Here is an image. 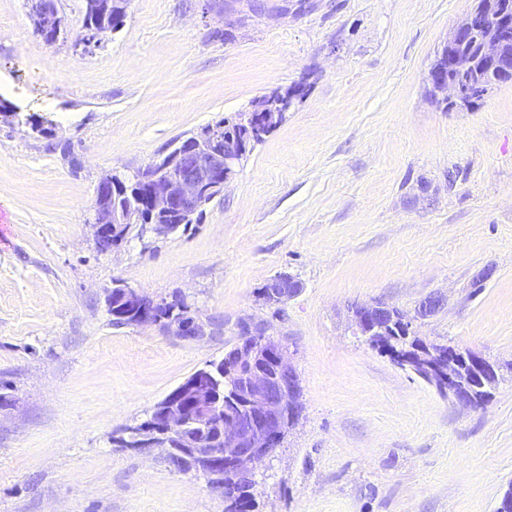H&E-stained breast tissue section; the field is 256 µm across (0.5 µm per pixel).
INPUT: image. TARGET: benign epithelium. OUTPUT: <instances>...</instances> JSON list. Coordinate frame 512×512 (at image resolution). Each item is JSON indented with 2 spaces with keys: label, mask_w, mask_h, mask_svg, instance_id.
<instances>
[{
  "label": "benign epithelium",
  "mask_w": 512,
  "mask_h": 512,
  "mask_svg": "<svg viewBox=\"0 0 512 512\" xmlns=\"http://www.w3.org/2000/svg\"><path fill=\"white\" fill-rule=\"evenodd\" d=\"M31 24L46 44H56L63 31L58 0H40ZM476 33L480 36L484 72L497 82L512 79V55L508 53L512 47V0H475L472 10L453 29L430 72L433 88L445 101L464 104L491 88L480 79L477 90L470 91L457 81L474 68L465 45ZM292 104L293 93L279 92L252 112L234 137L224 133L223 126L211 124L143 170L104 174L95 196L131 184L141 188L143 202L133 207L93 203L92 224L98 247L103 251L118 247L133 225L139 226L142 237H164L173 233L177 224L194 219L206 205L224 195L248 144L274 129ZM302 288L295 275L282 272L266 281L257 297L263 306L277 309ZM104 302L114 319L123 318L122 309L131 308L135 325L157 324L185 339L207 335L208 324L194 316L187 304L178 305L179 313L164 320L161 311L169 306L167 301L123 280L105 289ZM392 317V307L376 303L357 308L352 326L355 333L365 336L370 320L389 321ZM245 323L249 339L238 350L236 367L226 373L235 384L234 405L242 418L224 416L220 393L195 373L156 404L150 419L132 431L130 440L132 447L167 449L179 468L191 460L196 472L220 492L224 491L222 475L226 469L255 479L259 465L274 454L301 411L300 379L287 344L268 328L266 320L250 317ZM396 361L418 370L440 391L467 407L479 406L474 399L475 388L457 384V375L469 370L482 382L497 370V365L482 355L462 353L453 346L434 349L423 344L411 353L396 356Z\"/></svg>",
  "instance_id": "7a95c632"
}]
</instances>
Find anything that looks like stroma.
I'll list each match as a JSON object with an SVG mask.
<instances>
[{
  "label": "stroma",
  "instance_id": "obj_1",
  "mask_svg": "<svg viewBox=\"0 0 512 512\" xmlns=\"http://www.w3.org/2000/svg\"><path fill=\"white\" fill-rule=\"evenodd\" d=\"M130 0L92 52L82 0L55 46L0 0V512H224L126 429L223 357L257 289H303L273 317L303 413L258 470L254 512H496L512 490V380L462 406L352 332L383 303L423 341L512 363V81L446 105L429 74L474 0ZM225 32L213 38L214 30ZM300 87L200 222L100 251L99 179ZM47 117V133L26 122ZM180 298L188 340L116 327L113 281ZM438 295L442 306L418 316ZM392 309L391 306L380 303L357 308L352 316L354 332L362 336H367V323L372 319L381 321L391 320L394 316Z\"/></svg>",
  "mask_w": 512,
  "mask_h": 512
}]
</instances>
